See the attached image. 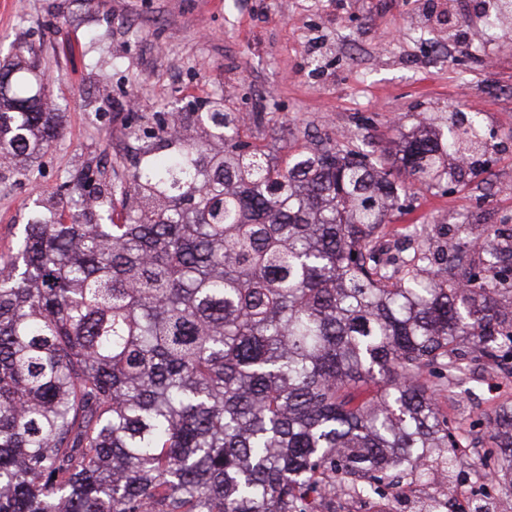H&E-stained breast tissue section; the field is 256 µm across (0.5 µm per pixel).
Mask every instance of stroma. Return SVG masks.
Wrapping results in <instances>:
<instances>
[{
    "label": "stroma",
    "instance_id": "stroma-1",
    "mask_svg": "<svg viewBox=\"0 0 512 512\" xmlns=\"http://www.w3.org/2000/svg\"><path fill=\"white\" fill-rule=\"evenodd\" d=\"M456 0H0V65L15 51L53 81L63 133L27 173L0 167V257L15 255L35 194L100 166L124 178L140 154L133 117L220 96L242 136L287 160L332 137L397 163L399 138L426 118L477 116L488 143L475 168L426 187L379 243L411 253L420 231L512 216V36L490 39L480 6ZM468 392L439 404L462 438L458 476L390 490L391 512L457 500L483 478L490 421L512 406V362L500 374L467 358Z\"/></svg>",
    "mask_w": 512,
    "mask_h": 512
}]
</instances>
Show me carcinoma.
I'll list each match as a JSON object with an SVG mask.
<instances>
[{
  "mask_svg": "<svg viewBox=\"0 0 512 512\" xmlns=\"http://www.w3.org/2000/svg\"><path fill=\"white\" fill-rule=\"evenodd\" d=\"M16 58L0 160L19 166L61 124ZM211 105L154 117L124 180L43 191L0 267V512H321L455 471L432 377H461L464 346L512 357V234L385 257L408 186L374 153L319 140L282 164ZM440 124L400 149L428 187L483 147L475 119ZM119 195L123 222L95 219ZM492 423L509 491L512 407Z\"/></svg>",
  "mask_w": 512,
  "mask_h": 512,
  "instance_id": "cac0c4a2",
  "label": "carcinoma"
}]
</instances>
